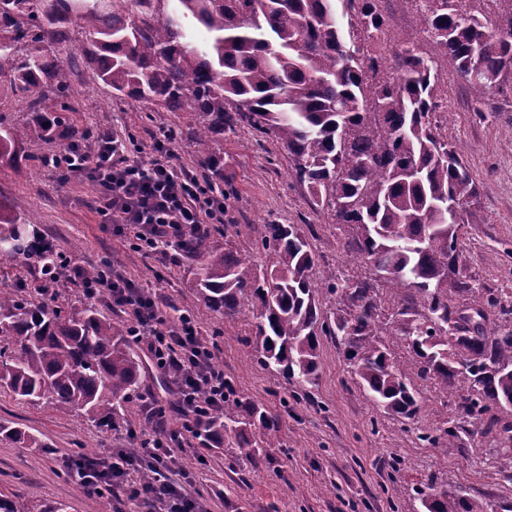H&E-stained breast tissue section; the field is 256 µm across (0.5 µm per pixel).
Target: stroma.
Wrapping results in <instances>:
<instances>
[{
	"label": "stroma",
	"mask_w": 512,
	"mask_h": 512,
	"mask_svg": "<svg viewBox=\"0 0 512 512\" xmlns=\"http://www.w3.org/2000/svg\"><path fill=\"white\" fill-rule=\"evenodd\" d=\"M70 83V126L109 127L137 146L152 144L158 128L146 119L147 104L113 97L82 63L72 66ZM448 91V135L479 186L461 228L458 267L476 287L474 300L491 297L512 308V112L479 118L465 84L453 75ZM170 124L180 164L199 172L194 115L171 113ZM216 146L224 153L222 186L230 194L231 208L225 227L212 233L214 248L261 266L266 254L258 240L264 223L298 225L316 254L312 277L327 314L338 301L326 291V283L374 279L370 266L351 262L340 249L351 238L352 227L329 223L315 209L290 175L288 156L275 139L241 126L218 136ZM29 152L28 144L19 143L15 159H0V202L10 213L36 218L41 235L63 256L86 266L109 262L154 289L170 320L195 315L238 395L279 413L280 445L260 449L257 460L247 459L231 437L221 443L192 437L178 449L192 491L210 512H422L418 492L430 483L512 502V460L490 455L493 441L481 423L464 419L466 431L453 447L420 439L435 429L437 413L465 395L466 383L449 391L436 381H416L423 409L415 419L398 418L373 406L351 373L344 347L328 337L320 344L315 384L287 381L275 367L257 360L250 310L228 321L201 304L193 288L196 262L164 264L136 252L127 237L105 224L89 181L53 183L47 168L30 160ZM0 420L44 442L43 447L26 448L0 436V498L17 503L23 512H141L120 492L103 497L88 493L61 466L64 458L84 451L112 462L122 451L141 453L140 439L122 429L91 426L74 412H58L51 401L20 405L3 392Z\"/></svg>",
	"instance_id": "obj_1"
}]
</instances>
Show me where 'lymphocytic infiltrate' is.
<instances>
[{
	"label": "lymphocytic infiltrate",
	"mask_w": 512,
	"mask_h": 512,
	"mask_svg": "<svg viewBox=\"0 0 512 512\" xmlns=\"http://www.w3.org/2000/svg\"><path fill=\"white\" fill-rule=\"evenodd\" d=\"M91 135V149L68 145L53 154L48 168L61 184L73 177L92 182L99 212L131 236L135 249L163 256L173 249L189 257L195 240L223 223L228 196L177 166L170 131H160L146 152L131 151L109 129L96 128ZM62 265L64 278L85 298L108 299L127 315L130 336L145 344L155 368L173 381L176 392L169 405L155 399L145 404L148 417L156 421L154 438L145 442L148 458L126 453L118 464L101 458L94 467L71 471V478L99 496L121 489L148 512H206L184 470L175 467L174 455L184 434L195 433L224 410V369L213 347L189 317L170 322L155 293L117 270L107 269L91 280L83 265L69 259ZM173 418L180 420V428L170 427ZM146 465L155 474L149 483L140 478Z\"/></svg>",
	"instance_id": "lymphocytic-infiltrate-1"
}]
</instances>
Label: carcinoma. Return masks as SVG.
Segmentation results:
<instances>
[{
	"label": "carcinoma",
	"instance_id": "1",
	"mask_svg": "<svg viewBox=\"0 0 512 512\" xmlns=\"http://www.w3.org/2000/svg\"><path fill=\"white\" fill-rule=\"evenodd\" d=\"M0 0V82L27 96V118L0 112V158L14 145L50 140L70 111V59H48L40 47L71 49L84 36L82 59L115 98L198 119L196 142L205 154L204 180L224 179V157L212 135L246 124L273 136L291 173L331 224H350L346 257L370 263L387 283L409 294L387 322L366 280L331 283L347 311L324 314L311 278L314 253L295 224L263 225L268 265L260 271L206 237L196 243V288L206 309L233 320L251 305L259 361L284 377L311 384L320 340L347 348L352 374L372 403L412 420L422 410L416 379L438 380L468 393L439 416L438 435L453 444L459 420L485 424L499 449L512 454V328L484 306L462 307L454 296L474 292L457 275L461 225L478 185L448 140L450 113L439 111L442 74L460 78L474 101L499 111L494 95L512 82V9L474 14L465 0H408L421 18L429 47L399 39L393 57L368 46L395 38L388 0ZM48 126H43V123ZM462 209L456 216L454 208ZM0 257L24 258L54 288L60 258L41 239L35 220L0 212ZM399 336L412 358L398 364L383 343ZM142 362L126 331L91 305L72 312L35 303L25 288L0 292V390L35 404L49 399L61 412H79L107 429L132 430L122 403L137 392ZM260 429L268 448L280 444L279 416L228 393L224 414L207 423V440L231 433L253 458L249 432ZM0 435L43 448L38 437L0 422ZM425 512H489L491 503L462 491L431 493Z\"/></svg>",
	"mask_w": 512,
	"mask_h": 512
}]
</instances>
